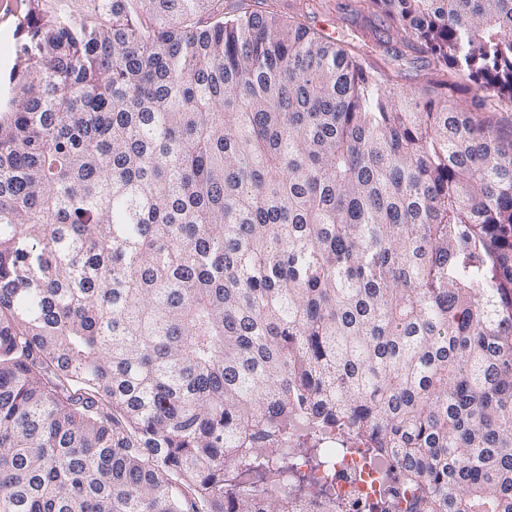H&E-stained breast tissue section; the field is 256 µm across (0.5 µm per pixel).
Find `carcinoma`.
Here are the masks:
<instances>
[{
    "instance_id": "cac0c4a2",
    "label": "carcinoma",
    "mask_w": 512,
    "mask_h": 512,
    "mask_svg": "<svg viewBox=\"0 0 512 512\" xmlns=\"http://www.w3.org/2000/svg\"><path fill=\"white\" fill-rule=\"evenodd\" d=\"M0 113V512H294L290 429L512 512V0H25ZM493 91L450 104L455 78ZM322 9L314 15L304 19L307 26L316 31H320L333 38H339L340 35L349 30L365 31L377 34L382 44L377 47V53L374 56V62L383 66L385 59H388L386 51L396 48L395 35L388 31V21L381 15L368 16L357 15L354 9L355 2L352 0H324Z\"/></svg>"
}]
</instances>
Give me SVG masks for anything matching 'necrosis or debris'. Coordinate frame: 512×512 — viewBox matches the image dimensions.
Here are the masks:
<instances>
[{
  "mask_svg": "<svg viewBox=\"0 0 512 512\" xmlns=\"http://www.w3.org/2000/svg\"><path fill=\"white\" fill-rule=\"evenodd\" d=\"M314 446L325 449L327 462L316 466L303 458L284 462L281 490L297 497L302 486L326 485L327 495L318 501L306 500L301 512H416V489L400 476L398 464L377 458L365 450L359 439L345 440L337 432H321Z\"/></svg>",
  "mask_w": 512,
  "mask_h": 512,
  "instance_id": "necrosis-or-debris-1",
  "label": "necrosis or debris"
}]
</instances>
